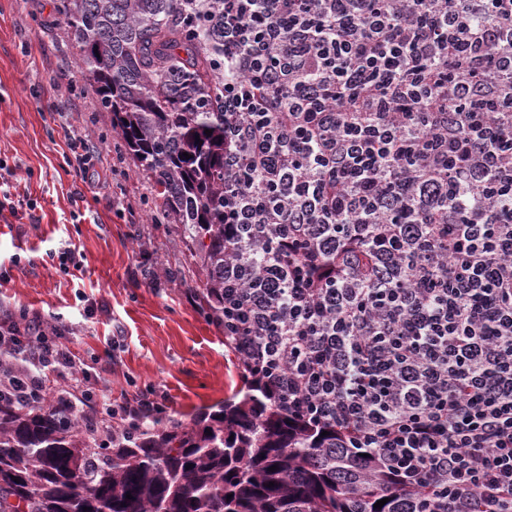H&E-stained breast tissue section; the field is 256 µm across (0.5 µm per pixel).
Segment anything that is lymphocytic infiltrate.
<instances>
[{"mask_svg": "<svg viewBox=\"0 0 512 512\" xmlns=\"http://www.w3.org/2000/svg\"><path fill=\"white\" fill-rule=\"evenodd\" d=\"M462 176L476 209L453 190ZM224 180L225 223L258 241L273 224L336 258L321 290L268 260L266 285L225 298V329L261 330L262 358L284 354L271 314L307 330L287 356L306 403L353 421L351 441L443 493L445 512H512V0H224ZM352 240L373 248L372 276ZM59 370L70 384L49 393ZM88 378L63 333L0 321V398L15 407H160L144 393L99 405Z\"/></svg>", "mask_w": 512, "mask_h": 512, "instance_id": "lymphocytic-infiltrate-1", "label": "lymphocytic infiltrate"}]
</instances>
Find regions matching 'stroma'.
I'll use <instances>...</instances> for the list:
<instances>
[{
	"mask_svg": "<svg viewBox=\"0 0 512 512\" xmlns=\"http://www.w3.org/2000/svg\"><path fill=\"white\" fill-rule=\"evenodd\" d=\"M54 5L0 0V159L12 196L36 202L38 218L0 214V317L24 306L72 339L94 387L116 401L153 391L188 419L240 388L237 361L198 312L197 269L177 225L154 222L130 159L113 164L112 115ZM71 126L96 147L83 180L65 158Z\"/></svg>",
	"mask_w": 512,
	"mask_h": 512,
	"instance_id": "obj_1",
	"label": "stroma"
}]
</instances>
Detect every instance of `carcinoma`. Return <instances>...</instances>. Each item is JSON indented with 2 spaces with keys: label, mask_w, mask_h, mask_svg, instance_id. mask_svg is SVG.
<instances>
[{
  "label": "carcinoma",
  "mask_w": 512,
  "mask_h": 512,
  "mask_svg": "<svg viewBox=\"0 0 512 512\" xmlns=\"http://www.w3.org/2000/svg\"><path fill=\"white\" fill-rule=\"evenodd\" d=\"M56 12L124 154L154 189L157 221L182 229L200 313L224 327V265L257 253L224 223V0H58ZM430 228L448 246L445 217ZM265 248L285 268H310L316 288L336 273L333 257L277 242L272 224ZM241 340L224 337L242 387L188 420L156 412L101 435L97 420L52 400L27 410L1 401L0 512H440L436 493L403 485L336 422L293 412L286 391L269 394L265 377L288 358L266 364Z\"/></svg>",
  "instance_id": "obj_1"
}]
</instances>
